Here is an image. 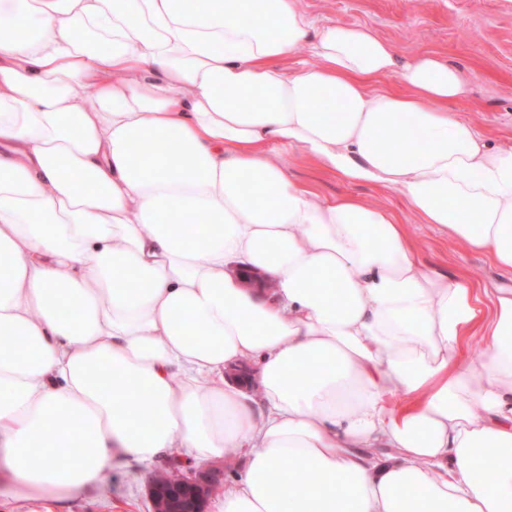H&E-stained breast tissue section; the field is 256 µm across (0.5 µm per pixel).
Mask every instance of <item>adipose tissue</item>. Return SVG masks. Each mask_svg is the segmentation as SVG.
Returning a JSON list of instances; mask_svg holds the SVG:
<instances>
[{
    "label": "adipose tissue",
    "instance_id": "1",
    "mask_svg": "<svg viewBox=\"0 0 512 512\" xmlns=\"http://www.w3.org/2000/svg\"><path fill=\"white\" fill-rule=\"evenodd\" d=\"M0 19L6 494L177 453L243 458L213 512H512V145L449 112L455 66L301 0ZM292 156L399 192L505 283L430 267L385 207L315 200Z\"/></svg>",
    "mask_w": 512,
    "mask_h": 512
}]
</instances>
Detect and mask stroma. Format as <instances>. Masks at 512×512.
<instances>
[{
    "label": "stroma",
    "instance_id": "stroma-1",
    "mask_svg": "<svg viewBox=\"0 0 512 512\" xmlns=\"http://www.w3.org/2000/svg\"><path fill=\"white\" fill-rule=\"evenodd\" d=\"M302 5L321 22L369 26L402 55L431 52L448 61L470 83L469 94L452 103L451 111L477 125L491 144H512V0H302ZM288 168L317 197L348 193L389 208L407 224L420 256L430 265L484 284L498 281L486 258L421 224L398 192L345 184L303 159H289ZM175 466L186 472L194 464L169 455L149 470L133 463L114 468L101 486L65 502L60 512H152L149 480L153 472Z\"/></svg>",
    "mask_w": 512,
    "mask_h": 512
}]
</instances>
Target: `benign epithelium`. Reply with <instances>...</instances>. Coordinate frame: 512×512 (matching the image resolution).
Listing matches in <instances>:
<instances>
[{
    "label": "benign epithelium",
    "mask_w": 512,
    "mask_h": 512,
    "mask_svg": "<svg viewBox=\"0 0 512 512\" xmlns=\"http://www.w3.org/2000/svg\"><path fill=\"white\" fill-rule=\"evenodd\" d=\"M224 471L200 468L189 475L174 471L162 473L149 483L153 512H206L212 488Z\"/></svg>",
    "instance_id": "benign-epithelium-1"
}]
</instances>
